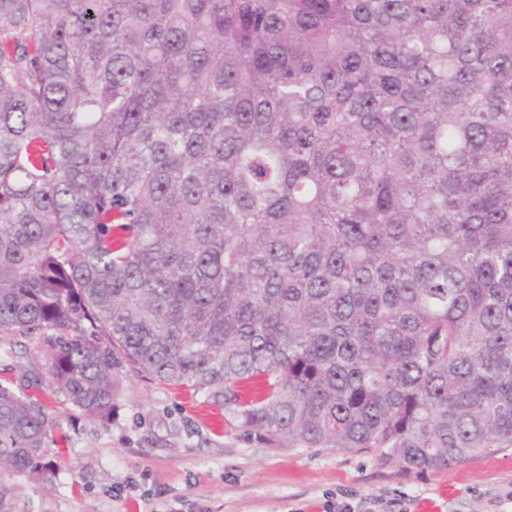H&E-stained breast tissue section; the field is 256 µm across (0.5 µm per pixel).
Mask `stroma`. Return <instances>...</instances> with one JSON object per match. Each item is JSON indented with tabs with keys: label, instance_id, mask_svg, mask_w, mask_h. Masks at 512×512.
<instances>
[{
	"label": "stroma",
	"instance_id": "1",
	"mask_svg": "<svg viewBox=\"0 0 512 512\" xmlns=\"http://www.w3.org/2000/svg\"><path fill=\"white\" fill-rule=\"evenodd\" d=\"M111 420L62 421L46 458L54 484L27 480L19 512H512V447L445 471L407 474L377 452L273 448L244 439L203 395L120 365Z\"/></svg>",
	"mask_w": 512,
	"mask_h": 512
}]
</instances>
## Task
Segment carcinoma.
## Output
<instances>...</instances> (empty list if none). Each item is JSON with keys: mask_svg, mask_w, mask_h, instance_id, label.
<instances>
[{"mask_svg": "<svg viewBox=\"0 0 512 512\" xmlns=\"http://www.w3.org/2000/svg\"><path fill=\"white\" fill-rule=\"evenodd\" d=\"M0 512L114 354L272 447L512 446V0H0Z\"/></svg>", "mask_w": 512, "mask_h": 512, "instance_id": "carcinoma-1", "label": "carcinoma"}]
</instances>
